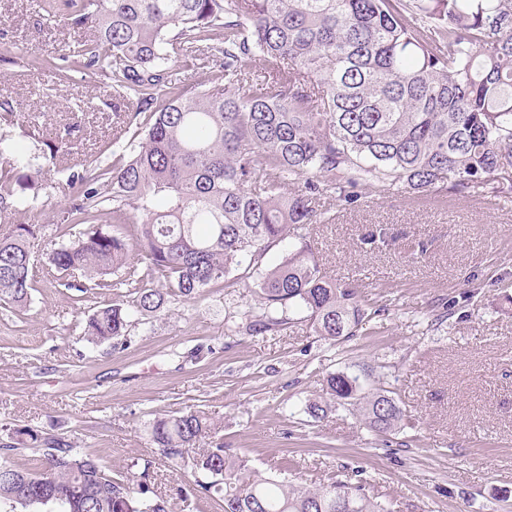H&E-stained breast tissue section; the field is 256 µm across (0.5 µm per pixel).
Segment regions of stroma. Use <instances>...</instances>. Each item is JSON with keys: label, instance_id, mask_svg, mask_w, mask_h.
Instances as JSON below:
<instances>
[{"label": "stroma", "instance_id": "35a3bbf8", "mask_svg": "<svg viewBox=\"0 0 512 512\" xmlns=\"http://www.w3.org/2000/svg\"><path fill=\"white\" fill-rule=\"evenodd\" d=\"M85 35L30 0H0V99L20 107L0 134L34 150L66 138L71 165L101 157L129 121L104 76L68 84L38 65ZM47 179L38 212H12L6 223L40 224L53 236L72 190L65 176ZM333 213L311 243L330 275L360 284L378 311L336 345L299 319L247 331L257 287L233 273L197 298L169 302L125 346L88 343L85 321L112 293L75 302L35 240L28 310L0 303V430L71 439L112 477L135 476L165 497L172 512H222L219 496L197 497L190 473L149 439L155 417L189 409L205 412L231 453L276 479H360L391 512H512V200L490 207L481 197L365 189L358 207ZM452 298L458 312L434 323ZM339 371L391 391L400 427L375 435L343 406L313 421L306 402Z\"/></svg>", "mask_w": 512, "mask_h": 512}]
</instances>
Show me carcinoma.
Returning <instances> with one entry per match:
<instances>
[{"instance_id":"1","label":"carcinoma","mask_w":512,"mask_h":512,"mask_svg":"<svg viewBox=\"0 0 512 512\" xmlns=\"http://www.w3.org/2000/svg\"><path fill=\"white\" fill-rule=\"evenodd\" d=\"M53 21L93 28L73 54L46 66L66 81L103 74L132 122L112 138V162L69 173L76 197L56 225L49 262L82 300L117 292L88 315L90 343L118 346L171 296L194 298L233 271L257 274L262 333L303 314L338 342L362 328L370 303L322 268L309 241L331 223L317 202L352 204L359 190L512 198V0H45ZM218 45L222 76L188 82L172 55ZM271 61L264 87L249 63ZM30 153L0 138V214L36 208V177L70 147ZM83 231L69 238V227ZM43 225L0 229V301L23 309L36 275L31 241ZM297 240L281 263L268 251ZM331 404L355 407L370 431L394 430L402 411L388 390L365 393L345 372L326 378ZM150 441L190 469L194 491L223 512H390L365 485L307 488L253 470L231 454L200 410L153 420ZM32 448L43 468L12 461ZM25 512H170L130 478L63 437L28 426L0 438V503Z\"/></svg>"}]
</instances>
